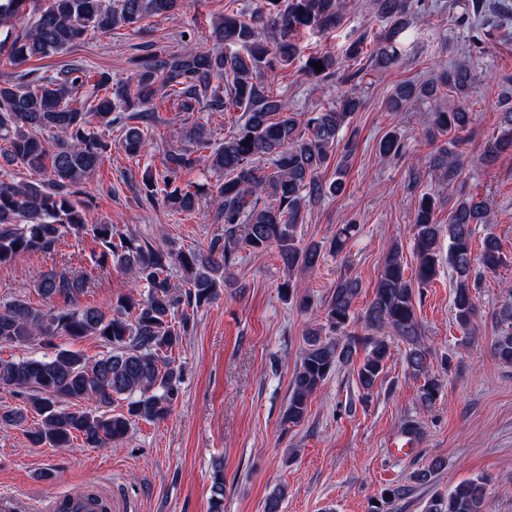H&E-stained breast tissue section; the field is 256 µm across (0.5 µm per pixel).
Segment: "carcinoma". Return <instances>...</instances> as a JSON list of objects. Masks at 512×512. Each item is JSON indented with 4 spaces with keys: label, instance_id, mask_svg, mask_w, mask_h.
<instances>
[{
    "label": "carcinoma",
    "instance_id": "carcinoma-1",
    "mask_svg": "<svg viewBox=\"0 0 512 512\" xmlns=\"http://www.w3.org/2000/svg\"><path fill=\"white\" fill-rule=\"evenodd\" d=\"M374 2L378 15L395 28L426 10V0ZM181 4L182 0H0L1 27L31 13L27 29L0 41V53L16 63L46 58L92 33L118 26L134 29L150 17L175 18ZM342 9L343 0H264L253 15L227 7L212 28L213 40L223 44L224 51L190 47L176 54L146 53L137 59L133 86L114 83L109 72L84 66L34 77L27 72L21 82L0 80V268L18 256L51 254L67 235L87 234L101 247L97 269L114 266L127 271L135 278L134 287L142 288L118 296L106 312L81 302L94 275L75 276L63 267L43 273L34 285L49 304L47 309L22 298L0 302V344L94 336L108 348L93 360L67 349L40 359L0 358V388L22 396V405L0 411L1 424L20 426L35 413L37 424L26 429L33 446L68 448L79 440L87 448H100L121 441L135 421L160 422L170 415L181 390L182 370L173 354L183 346L189 318L184 314L176 319L179 307L199 309L215 301L242 249L263 253L274 245L290 272L317 266L321 246L301 247L297 239L302 209L311 200L344 190L341 168L330 181L323 180L322 171L336 150L339 132L361 101L353 93L321 112H290L270 96L266 77L293 62L300 32L336 26ZM509 11L512 0H471L461 23L474 25L490 13ZM359 53L354 43L343 58L328 51L311 54L304 70L312 77L329 78ZM317 62L322 64L320 71L313 67ZM474 80L470 67L461 62L430 83L397 86L388 108L398 112L413 100L430 99L435 101L434 131H459L472 114L460 102L437 97V91L445 86L461 100ZM166 102L185 112L199 106L219 115L240 113L235 133L210 154L198 155L210 140L207 126L199 124L186 133L190 146L167 151L162 168L142 173L141 191L149 201L159 197L165 207L185 213L205 205L215 208L216 219L224 224V239L213 240L205 251H165L114 224H93L89 207L78 198L79 185L112 150L106 133L118 127L120 148L132 159L139 157L147 145L144 127ZM502 119L500 134L485 151L490 160L512 152V106L506 107ZM379 151L399 154L404 142L391 132L380 141ZM264 159L271 161L273 173H261L259 162ZM202 163L222 179L212 186L174 185L179 172ZM6 166H22L39 178L11 175ZM429 166L450 186L460 175L458 155L447 146L429 157ZM435 213L436 199L423 195L411 225V277L405 276L402 252L396 249L386 258L363 316L370 333L361 336L348 330L358 281L346 277L337 283L323 312L325 323L308 329L304 337L286 423L297 425L305 419L311 398L336 366L349 362L360 348L364 357L357 367L358 382L364 391L372 390L392 355L389 334L406 345L407 369L424 379L419 387L422 404L429 407L440 396L441 384L429 375L415 298L438 275L442 231L448 233V266L456 273L454 318L463 330L470 329L476 314L474 291L480 276L496 272L505 255L491 235L478 255L472 253V225L491 222L486 202L459 200L444 226L437 223ZM356 228L342 225L328 252L341 253ZM175 265L184 273L185 293L179 296L172 291L170 278ZM281 289L300 308L310 307V297L298 282L289 279ZM501 321L506 328L492 342L493 355L512 364V310H502ZM118 400L125 402V410L114 414L112 403ZM223 509L224 466L219 461L214 466L210 512ZM424 512H486L484 479L434 492Z\"/></svg>",
    "mask_w": 512,
    "mask_h": 512
}]
</instances>
